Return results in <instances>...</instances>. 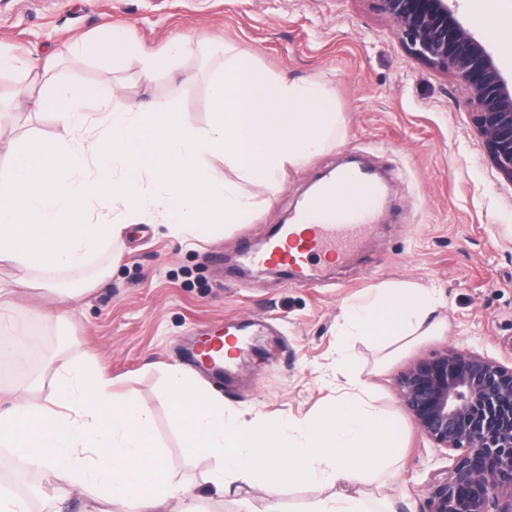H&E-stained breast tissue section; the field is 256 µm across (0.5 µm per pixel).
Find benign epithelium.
Masks as SVG:
<instances>
[{
    "label": "benign epithelium",
    "mask_w": 512,
    "mask_h": 512,
    "mask_svg": "<svg viewBox=\"0 0 512 512\" xmlns=\"http://www.w3.org/2000/svg\"><path fill=\"white\" fill-rule=\"evenodd\" d=\"M409 55L451 74L475 130L512 183V90L449 0H373ZM419 433L453 453L449 476L429 486V512H512V366L465 350L421 360L397 379Z\"/></svg>",
    "instance_id": "1"
}]
</instances>
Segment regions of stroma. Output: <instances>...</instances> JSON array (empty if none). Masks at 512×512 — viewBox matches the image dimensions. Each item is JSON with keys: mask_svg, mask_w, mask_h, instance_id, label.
<instances>
[{"mask_svg": "<svg viewBox=\"0 0 512 512\" xmlns=\"http://www.w3.org/2000/svg\"><path fill=\"white\" fill-rule=\"evenodd\" d=\"M449 6L511 83L512 51L487 39L470 0H449ZM117 27L156 50L178 35L192 44L172 74L150 82L137 58H124L112 73L113 107L170 102L187 124H205L208 77L223 65L228 45L251 50L274 75L327 83L345 138L289 170L277 187L244 185L264 205L227 225L223 235L203 232L186 246L139 224L123 244L105 247L81 269L34 273L18 289L16 311L17 322L30 327L27 366L0 378V390L25 383L31 399H45L52 390L48 358H93L112 376L115 391H135L151 409L165 462L196 486L201 512H267L269 498L256 487L241 482L221 496L209 490L213 460L184 453L162 398L168 367L197 371L228 413L268 423L310 418L331 405L340 385L342 304L386 282L434 286L446 301L442 335L383 367L377 348L351 344L362 379L373 384L378 406L395 416L406 437L397 463L360 490L391 512H428V486L447 476L453 460L418 432L397 395L398 376L447 349L512 363V184L487 158L463 91L453 77L413 60L371 0H0V48L19 57L42 58ZM1 86L10 107L0 112V135H61L52 113L29 119L16 77L0 75ZM351 154L362 156L388 187L370 232L351 251L315 260L305 285L272 267L243 268L242 249L267 240L309 185ZM49 279L69 295L42 291ZM47 307L60 316L48 327L39 320ZM244 333L254 341L224 378L191 356L193 345L208 338ZM346 490L343 484H291L277 504L280 512H307L314 501Z\"/></svg>", "mask_w": 512, "mask_h": 512, "instance_id": "obj_1", "label": "stroma"}]
</instances>
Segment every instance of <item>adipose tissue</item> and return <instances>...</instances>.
I'll return each mask as SVG.
<instances>
[{"label":"adipose tissue","instance_id":"adipose-tissue-1","mask_svg":"<svg viewBox=\"0 0 512 512\" xmlns=\"http://www.w3.org/2000/svg\"><path fill=\"white\" fill-rule=\"evenodd\" d=\"M189 48L177 36L156 52L115 29L71 52L97 60L137 56L149 80ZM56 67L53 55L30 61L0 50V72L22 74L32 110L53 112L66 133L56 142L0 138L9 160L0 168V265L24 275L82 267L138 219L178 238L194 226L239 223L259 207L242 184L277 185L287 169L343 137L325 84L270 74L246 49L225 50L223 67L210 74V118L200 127L186 126L170 103L112 110L110 77L70 83ZM214 158L236 180L215 175ZM132 196L135 215L108 222L88 214L89 201L118 205ZM443 304L436 288L386 284L344 303L336 372L347 385L332 406L304 421L237 422L194 372L170 367L166 398L186 452L215 460L209 481L218 490L245 481L273 496L290 484L343 481L352 493L316 501L311 512H369L358 487L397 462L403 430L375 405L346 341L362 337L394 357L438 329L433 316ZM53 372L45 400L32 401L23 388L0 395L1 447L112 512H159L171 500L195 512V487L167 467L151 411L134 392L114 393L111 377L91 359L57 361Z\"/></svg>","mask_w":512,"mask_h":512}]
</instances>
